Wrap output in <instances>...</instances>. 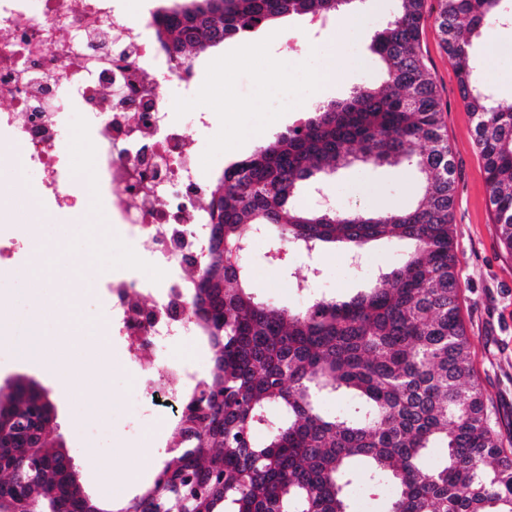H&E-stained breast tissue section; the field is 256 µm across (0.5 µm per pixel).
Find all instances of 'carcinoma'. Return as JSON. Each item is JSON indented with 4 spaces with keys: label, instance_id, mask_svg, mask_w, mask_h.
Returning <instances> with one entry per match:
<instances>
[{
    "label": "carcinoma",
    "instance_id": "1",
    "mask_svg": "<svg viewBox=\"0 0 512 512\" xmlns=\"http://www.w3.org/2000/svg\"><path fill=\"white\" fill-rule=\"evenodd\" d=\"M347 0H187L157 11L158 41L182 64L291 15L330 17ZM425 0L375 33L384 87L318 104L300 125L224 169L208 203L211 256L190 288L192 316L215 349L178 423L179 454L128 504L86 494L49 439L54 405L23 378L0 393V512H350L353 467L366 490L390 481L386 512H512V451L491 426L460 310L451 224L454 166L441 101L420 52ZM512 23L509 0H438L436 24L474 117L499 240L512 252V103L482 75L473 41ZM354 159L407 163L417 203L366 214L295 204L301 184ZM313 253L401 239L407 259L356 295L300 311L259 296L230 247L259 232ZM344 393L350 413L322 399ZM443 452L430 467L427 454Z\"/></svg>",
    "mask_w": 512,
    "mask_h": 512
}]
</instances>
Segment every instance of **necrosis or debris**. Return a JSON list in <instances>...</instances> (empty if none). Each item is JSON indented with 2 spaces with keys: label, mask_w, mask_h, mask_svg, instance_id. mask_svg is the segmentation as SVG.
<instances>
[{
  "label": "necrosis or debris",
  "mask_w": 512,
  "mask_h": 512,
  "mask_svg": "<svg viewBox=\"0 0 512 512\" xmlns=\"http://www.w3.org/2000/svg\"><path fill=\"white\" fill-rule=\"evenodd\" d=\"M125 0H0V138L37 170L35 195L53 211L74 205L68 149L58 134L68 98L93 123L99 201L107 221L131 236L145 272L108 276L112 323L134 341L186 335L190 270L207 260L208 214L199 204L202 161L172 121L176 101L196 93L191 66L176 65L154 39L152 15L131 18ZM167 288L152 307L144 291Z\"/></svg>",
  "instance_id": "obj_1"
}]
</instances>
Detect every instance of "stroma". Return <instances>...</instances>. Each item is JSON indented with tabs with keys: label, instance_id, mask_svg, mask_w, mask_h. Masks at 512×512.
<instances>
[{
	"label": "stroma",
	"instance_id": "35a3bbf8",
	"mask_svg": "<svg viewBox=\"0 0 512 512\" xmlns=\"http://www.w3.org/2000/svg\"><path fill=\"white\" fill-rule=\"evenodd\" d=\"M399 0H359L361 26L354 42L342 38L343 16H335L333 26L316 32L306 16L278 19L244 40H228L207 53L191 56L197 81V95L177 103L175 113L203 150L202 160L210 164V186L218 188L228 165L249 156L259 145L273 140L306 118L305 106L311 95L322 103L345 98L357 86L381 83L377 56L369 45L397 13ZM437 0H426L420 35V51L444 106L448 145L452 152L456 200L452 214L457 255V277L461 290V313L472 341L473 370L482 384L487 404L496 420L504 446L512 445V253L501 244L492 219L489 187L483 161L474 138V120L460 97L457 69L440 41L435 17ZM357 45L363 65L337 71L322 87L294 77L299 68L316 71L333 52ZM228 53L241 55L238 64L225 65ZM284 69L278 85H271V68ZM234 113H225V105ZM212 112L214 119L205 130L193 128L190 114ZM65 138L81 144L70 161L81 168L84 185L75 190L84 196L86 183L94 179L92 133L77 104H70L65 120ZM20 155L9 143L0 144V235L9 236L32 223L70 224L76 247L69 258L74 267H98L109 259L111 267L135 266L137 255L121 229H108L95 205L68 215H51L46 208L28 213L22 197L33 191L35 172H25L22 183H14L13 170ZM420 195V177L403 164H366L360 161L320 174L302 184L297 203L314 210L330 201L339 211H399L412 207ZM271 241L266 236L252 240L245 258L247 272L260 296L269 303L302 310L310 301L293 287L295 277L305 275L309 262L320 273L315 281L319 296L347 297L366 288L380 273L401 264L410 250L407 242L379 240L363 250V271L349 269L345 245H330L315 258L290 253L287 266L270 262L266 253ZM58 289L87 316L103 337L102 347L112 360L108 389L112 409L95 417L80 416V409L99 398L98 389L89 388L62 395L51 374L43 368L0 351V386L24 377L44 389L55 407L51 436L71 457L79 482L94 498L105 502L124 501L142 493L163 464L177 455L174 446L176 415L170 405L152 400L145 391L149 378L131 359L125 337L109 332L111 300L87 292L79 278L62 277ZM111 432L110 445L93 440V431Z\"/></svg>",
	"mask_w": 512,
	"mask_h": 512
}]
</instances>
